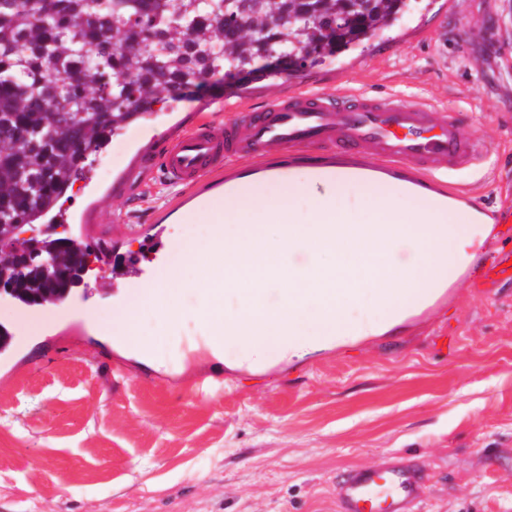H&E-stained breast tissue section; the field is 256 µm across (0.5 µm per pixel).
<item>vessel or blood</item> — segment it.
<instances>
[{
    "label": "vessel or blood",
    "mask_w": 512,
    "mask_h": 512,
    "mask_svg": "<svg viewBox=\"0 0 512 512\" xmlns=\"http://www.w3.org/2000/svg\"><path fill=\"white\" fill-rule=\"evenodd\" d=\"M329 148L339 153H365L387 162H406L421 173L447 177L453 170L479 163L486 146L465 137L459 119L449 111L434 112L399 100L365 96L343 99L318 93H294L269 104L263 111L241 112L232 122H219L210 114L197 113L189 131L177 135L163 154V180L169 186L196 185L202 175L220 169L234 158L259 161L279 151ZM141 240L137 253L112 252L113 297L127 288L141 289L159 277L170 250L167 225L133 227ZM155 266L143 265V256ZM512 247L495 245L469 275L473 288L512 286ZM220 346L209 324L181 345L185 361H203L207 368L196 375L191 390L223 377L217 355ZM22 354L16 332L0 330V368L13 369ZM427 475L415 459L401 455L384 458L372 468H350L336 488L339 512H419L426 499Z\"/></svg>",
    "instance_id": "1"
}]
</instances>
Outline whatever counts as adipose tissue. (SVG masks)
Returning <instances> with one entry per match:
<instances>
[{"label": "adipose tissue", "instance_id": "1", "mask_svg": "<svg viewBox=\"0 0 512 512\" xmlns=\"http://www.w3.org/2000/svg\"><path fill=\"white\" fill-rule=\"evenodd\" d=\"M232 186L205 213V244L177 250L176 265L200 254L209 275L174 282L199 289L197 317L256 361L300 359L403 324L474 263L493 225L463 192L418 186L407 171L368 178L348 161L292 165L282 179L244 175ZM230 292L239 295L232 315L223 307Z\"/></svg>", "mask_w": 512, "mask_h": 512}]
</instances>
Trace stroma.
Listing matches in <instances>:
<instances>
[{"label":"stroma","mask_w":512,"mask_h":512,"mask_svg":"<svg viewBox=\"0 0 512 512\" xmlns=\"http://www.w3.org/2000/svg\"><path fill=\"white\" fill-rule=\"evenodd\" d=\"M221 88L157 104L93 154L68 191L69 229L86 225L92 246L123 224L205 240L188 190L163 185L161 152L195 113L230 121L294 91L455 112L488 151L449 184L483 208L512 206V0H431L304 75L211 102ZM111 285L96 263L82 282L93 299L71 296L22 331L36 350L0 372V512H336L342 471L392 454L428 473L423 512H512V288L446 289L389 333L293 362L245 368L228 343L223 389L194 394L196 365L170 356L199 326L196 290L172 291V323L139 308L142 352L109 345Z\"/></svg>","instance_id":"stroma-1"}]
</instances>
